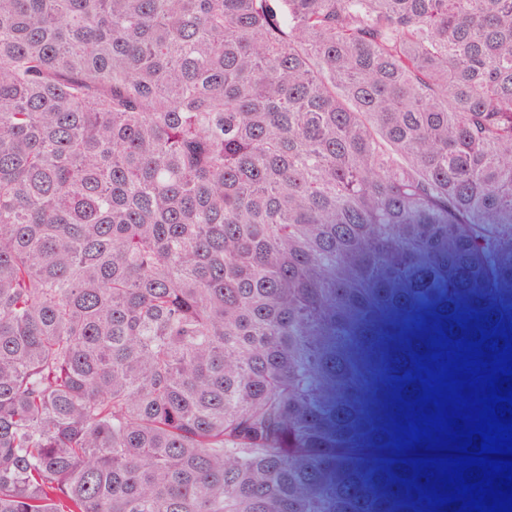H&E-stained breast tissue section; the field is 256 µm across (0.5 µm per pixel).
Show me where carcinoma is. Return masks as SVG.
<instances>
[{
	"label": "carcinoma",
	"mask_w": 512,
	"mask_h": 512,
	"mask_svg": "<svg viewBox=\"0 0 512 512\" xmlns=\"http://www.w3.org/2000/svg\"><path fill=\"white\" fill-rule=\"evenodd\" d=\"M506 285L512 0H0V512H459L409 423Z\"/></svg>",
	"instance_id": "obj_1"
}]
</instances>
